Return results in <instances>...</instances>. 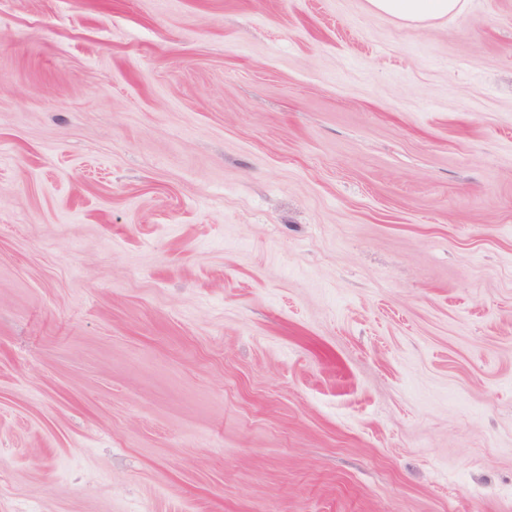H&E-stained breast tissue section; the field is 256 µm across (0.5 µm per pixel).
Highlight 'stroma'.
I'll list each match as a JSON object with an SVG mask.
<instances>
[{"label": "stroma", "instance_id": "stroma-1", "mask_svg": "<svg viewBox=\"0 0 512 512\" xmlns=\"http://www.w3.org/2000/svg\"><path fill=\"white\" fill-rule=\"evenodd\" d=\"M0 0V512H512V0ZM464 0H368V9L376 15L390 16L406 23H426L459 16Z\"/></svg>", "mask_w": 512, "mask_h": 512}]
</instances>
